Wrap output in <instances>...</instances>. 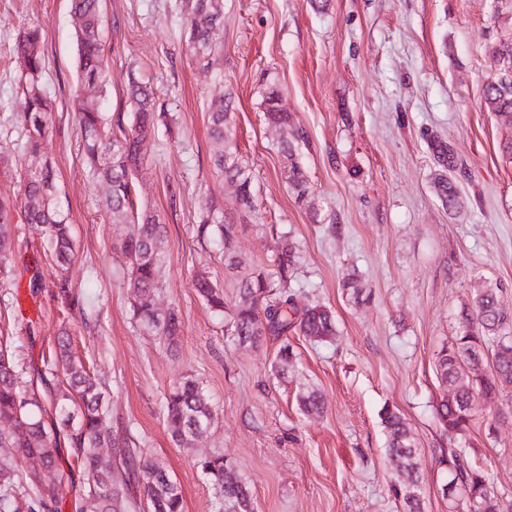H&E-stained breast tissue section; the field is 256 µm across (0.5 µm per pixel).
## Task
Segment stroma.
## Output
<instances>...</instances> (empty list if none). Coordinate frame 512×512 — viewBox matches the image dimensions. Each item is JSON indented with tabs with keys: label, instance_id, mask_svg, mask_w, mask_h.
<instances>
[{
	"label": "stroma",
	"instance_id": "obj_1",
	"mask_svg": "<svg viewBox=\"0 0 512 512\" xmlns=\"http://www.w3.org/2000/svg\"><path fill=\"white\" fill-rule=\"evenodd\" d=\"M222 2L206 67L188 41L191 0H101L108 119L132 125L133 80L155 89L165 114L142 145L148 162L135 188L165 230L154 306L181 313L171 342L134 314L122 246L137 227L106 216L86 165L71 0H0V192L15 205L13 258L0 270V336L27 384L42 391L62 383L40 373L69 334L102 384L114 434L166 470L183 512H217L212 483L196 467L213 453L248 485L254 512H400L390 491L398 467L379 419L387 404L416 440L423 512H448L435 358L460 333L459 309L476 291L497 289L512 309V156L503 151L512 124L483 102L494 75L489 52L512 41V0ZM28 25L41 32V86L54 107L36 157L17 120L24 97L14 44ZM272 87L300 133L294 160L310 183L302 199L284 175L282 135L263 117ZM219 98L231 103L235 147L251 177L249 210L213 163L207 113ZM436 140L453 150V169L438 160ZM45 162L75 244V311L63 307L50 248L25 219L22 176ZM441 176L456 188L454 204L438 194ZM209 216L213 225L200 231ZM221 220L232 223V242ZM228 246L243 274L273 269L291 249L288 287L298 306L332 312L334 340L289 333L294 357L285 366L277 339L239 346L231 312L210 309L192 285L199 273L223 284ZM185 377L215 412L190 449L174 443L165 422V396ZM311 389L324 398L322 414L297 406V394ZM489 411L477 402L462 446L495 494L512 500V418L490 436ZM55 440L70 468L63 512H81L86 477L67 431Z\"/></svg>",
	"mask_w": 512,
	"mask_h": 512
}]
</instances>
